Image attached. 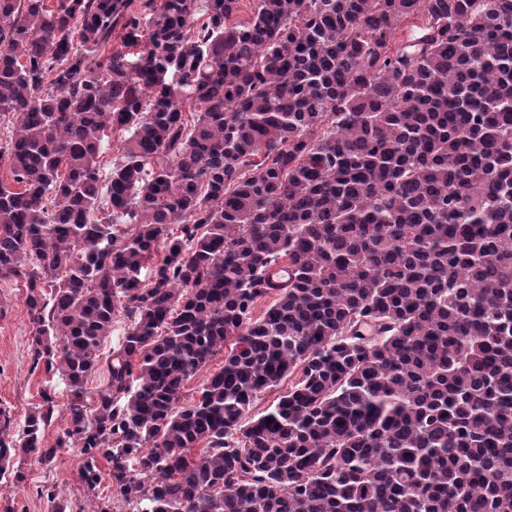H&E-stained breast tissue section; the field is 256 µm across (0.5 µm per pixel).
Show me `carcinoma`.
I'll return each mask as SVG.
<instances>
[{
    "label": "carcinoma",
    "instance_id": "cac0c4a2",
    "mask_svg": "<svg viewBox=\"0 0 512 512\" xmlns=\"http://www.w3.org/2000/svg\"><path fill=\"white\" fill-rule=\"evenodd\" d=\"M240 2L0 0V275L71 396L50 448L48 391L0 418V476L73 445L129 512H512V0ZM122 330L120 328V325L116 327V330L112 332V335L109 336V338L103 343L101 353L104 355L101 359V365L99 369L93 373L88 380V383L86 385L87 388V397L88 401L91 405L96 404L95 398H96V391L106 382L107 377V371H106V364L105 359L110 354V351H112L113 347H116L118 343V339L121 337ZM224 366V350H219L210 360L209 364L199 371L183 389L184 399L196 397L197 391L201 388V383L209 376L210 373L218 371Z\"/></svg>",
    "mask_w": 512,
    "mask_h": 512
}]
</instances>
